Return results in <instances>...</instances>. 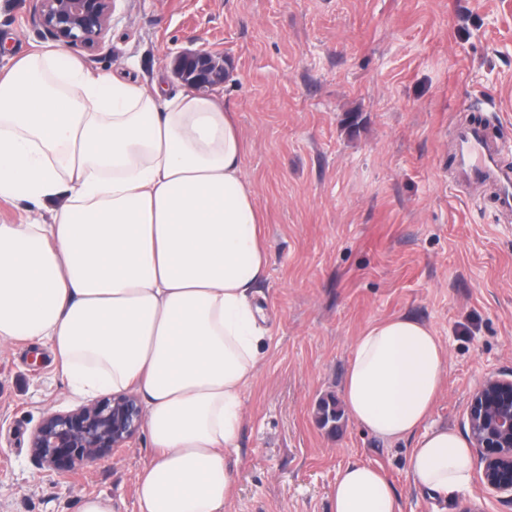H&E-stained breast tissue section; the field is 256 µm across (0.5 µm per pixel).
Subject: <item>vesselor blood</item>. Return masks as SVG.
<instances>
[{
  "instance_id": "obj_1",
  "label": "vessel or blood",
  "mask_w": 512,
  "mask_h": 512,
  "mask_svg": "<svg viewBox=\"0 0 512 512\" xmlns=\"http://www.w3.org/2000/svg\"><path fill=\"white\" fill-rule=\"evenodd\" d=\"M502 146L492 142L485 128L473 124L460 129L457 135V165L468 178L489 180L500 188L498 205L501 209L512 210V168L502 165Z\"/></svg>"
}]
</instances>
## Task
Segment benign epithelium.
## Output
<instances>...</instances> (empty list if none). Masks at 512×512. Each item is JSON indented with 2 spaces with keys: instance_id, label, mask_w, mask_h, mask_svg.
I'll use <instances>...</instances> for the list:
<instances>
[{
  "instance_id": "benign-epithelium-1",
  "label": "benign epithelium",
  "mask_w": 512,
  "mask_h": 512,
  "mask_svg": "<svg viewBox=\"0 0 512 512\" xmlns=\"http://www.w3.org/2000/svg\"><path fill=\"white\" fill-rule=\"evenodd\" d=\"M114 4L115 0H40V21L60 47L79 45L94 51ZM173 73L203 92L228 77L224 57L205 50L176 55ZM465 414L480 487L498 501L512 504V373L486 377L470 395ZM141 423L142 409L135 397H100L44 416L32 435V456L48 470L68 474L125 447Z\"/></svg>"
}]
</instances>
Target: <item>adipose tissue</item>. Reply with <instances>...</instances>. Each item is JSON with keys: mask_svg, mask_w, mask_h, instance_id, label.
<instances>
[{"mask_svg": "<svg viewBox=\"0 0 512 512\" xmlns=\"http://www.w3.org/2000/svg\"><path fill=\"white\" fill-rule=\"evenodd\" d=\"M244 153L213 92L171 96L47 45L0 74V199L27 212L0 223V344L49 346L82 398L137 392L152 448L138 512H228L233 499L269 263ZM446 375L433 329L397 315L356 336L343 382L348 416L409 442L410 477L436 502L472 486L467 440L429 423ZM331 512H402L401 499L383 466L353 461Z\"/></svg>", "mask_w": 512, "mask_h": 512, "instance_id": "adipose-tissue-1", "label": "adipose tissue"}]
</instances>
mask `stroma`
<instances>
[{"instance_id": "stroma-1", "label": "stroma", "mask_w": 512, "mask_h": 512, "mask_svg": "<svg viewBox=\"0 0 512 512\" xmlns=\"http://www.w3.org/2000/svg\"><path fill=\"white\" fill-rule=\"evenodd\" d=\"M50 42L37 0H0V67ZM196 49L232 72L217 91L246 138L269 244V334L244 393L232 512H331L355 460L388 469L403 512H432L408 443L346 416L322 426L317 408L341 396L360 331L397 314L447 354L432 424L467 435L474 388L512 372V213L454 167L456 129L473 120L512 167V0H116L99 48L64 54L101 71L134 60V77L173 94L175 56ZM79 404L46 346L0 348V512H81L97 494L137 512L145 433L67 475L35 462L43 416Z\"/></svg>"}]
</instances>
